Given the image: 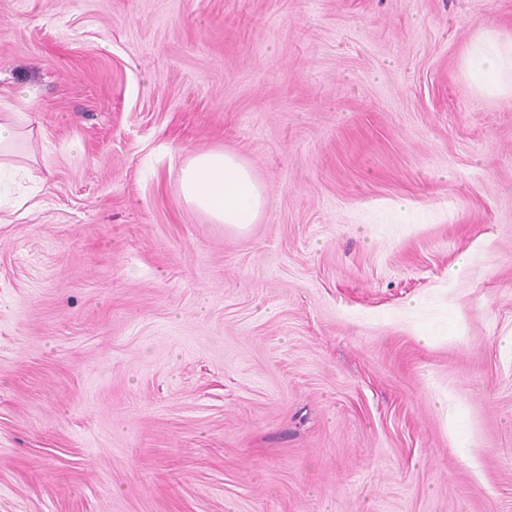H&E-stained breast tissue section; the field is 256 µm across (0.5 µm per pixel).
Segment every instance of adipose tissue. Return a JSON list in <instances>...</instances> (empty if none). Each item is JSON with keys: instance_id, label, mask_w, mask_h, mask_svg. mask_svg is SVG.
Here are the masks:
<instances>
[{"instance_id": "1", "label": "adipose tissue", "mask_w": 512, "mask_h": 512, "mask_svg": "<svg viewBox=\"0 0 512 512\" xmlns=\"http://www.w3.org/2000/svg\"><path fill=\"white\" fill-rule=\"evenodd\" d=\"M462 69L483 98H512V29L490 27L472 42ZM34 119L19 108L0 107V185L23 187L35 161ZM183 203L204 224L244 233L266 208L262 186L251 168L223 149L192 152L181 169Z\"/></svg>"}]
</instances>
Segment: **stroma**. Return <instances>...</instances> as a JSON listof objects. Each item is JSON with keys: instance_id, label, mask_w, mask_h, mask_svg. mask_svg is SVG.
I'll use <instances>...</instances> for the list:
<instances>
[{"instance_id": "1", "label": "stroma", "mask_w": 512, "mask_h": 512, "mask_svg": "<svg viewBox=\"0 0 512 512\" xmlns=\"http://www.w3.org/2000/svg\"><path fill=\"white\" fill-rule=\"evenodd\" d=\"M491 26L512 0H0L37 126L0 512H512V99L461 70ZM209 148L265 188L246 233L181 199ZM431 327L430 332H421L419 338L427 342L433 336H456L458 334L456 320L446 313L436 315L432 319Z\"/></svg>"}]
</instances>
